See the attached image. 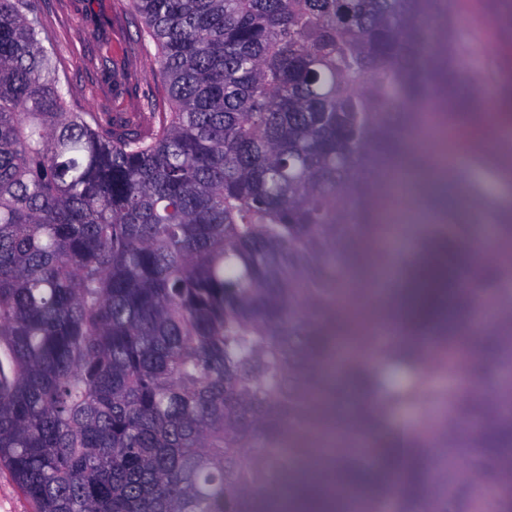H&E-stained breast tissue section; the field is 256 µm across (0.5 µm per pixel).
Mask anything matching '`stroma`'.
<instances>
[{
  "label": "stroma",
  "instance_id": "obj_1",
  "mask_svg": "<svg viewBox=\"0 0 512 512\" xmlns=\"http://www.w3.org/2000/svg\"><path fill=\"white\" fill-rule=\"evenodd\" d=\"M37 5L55 32L79 109L108 112L116 120L138 116L144 96L154 89L156 50L137 42L122 0H38ZM511 6L512 0H448L450 13L466 17L478 50L470 75L461 81L464 92L512 93V28L499 20ZM448 126L468 146L456 154L455 183L463 197H481L490 213L482 221L467 209L446 218L427 204L437 190L426 184L405 206L406 219L422 229L449 220L470 224L474 238L480 239L487 224L506 223L512 215V133L501 129L478 135L473 126L453 118Z\"/></svg>",
  "mask_w": 512,
  "mask_h": 512
}]
</instances>
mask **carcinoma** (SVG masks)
<instances>
[{"instance_id":"cac0c4a2","label":"carcinoma","mask_w":512,"mask_h":512,"mask_svg":"<svg viewBox=\"0 0 512 512\" xmlns=\"http://www.w3.org/2000/svg\"><path fill=\"white\" fill-rule=\"evenodd\" d=\"M125 3L145 128L69 111L0 0V466L35 512H512V249L475 278L469 225H410L417 311L349 287L391 115L470 70L448 0Z\"/></svg>"}]
</instances>
